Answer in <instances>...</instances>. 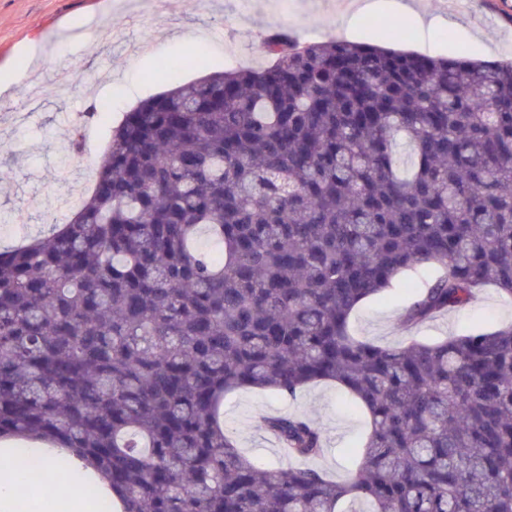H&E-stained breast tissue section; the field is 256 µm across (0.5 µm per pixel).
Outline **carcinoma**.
<instances>
[{
  "mask_svg": "<svg viewBox=\"0 0 512 512\" xmlns=\"http://www.w3.org/2000/svg\"><path fill=\"white\" fill-rule=\"evenodd\" d=\"M259 51L126 113L70 219L0 251V436L67 449L125 512H512V323L349 329L405 274L429 275L407 329L488 285L512 302V61L284 29ZM316 382L369 418L346 479L241 455L225 395ZM257 427L324 452L302 415Z\"/></svg>",
  "mask_w": 512,
  "mask_h": 512,
  "instance_id": "carcinoma-1",
  "label": "carcinoma"
}]
</instances>
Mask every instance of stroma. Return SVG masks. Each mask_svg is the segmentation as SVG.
I'll return each mask as SVG.
<instances>
[{
  "mask_svg": "<svg viewBox=\"0 0 512 512\" xmlns=\"http://www.w3.org/2000/svg\"><path fill=\"white\" fill-rule=\"evenodd\" d=\"M344 0H0V64L23 44H38L49 63L40 85L14 93L0 107V168L10 178L0 183V249H11L46 234L64 196L79 197L87 187L109 136L126 112L171 83L156 75L162 59L179 60L189 49L204 51L212 68L254 66L258 46L278 27L306 41L333 35L358 44L378 45L386 14L352 18ZM423 11L441 16L427 30L409 26L404 50L433 57L474 60L512 58V0H421ZM97 16L82 36L61 38L70 18ZM111 98L112 107L88 123L82 149L73 152L70 125L62 114L83 115L89 106ZM422 279L402 281L395 289L360 306L351 317L353 336L381 345L407 341L401 326L404 307ZM512 321V303L495 287L484 288L466 309L454 311L417 330L422 340L462 335ZM224 428L242 453L258 464L280 466L288 458L257 428L258 417L296 413L320 427L326 451L312 467L335 479L347 476L357 446L367 432L362 412L353 410L336 385L307 387L296 397L254 390L226 395Z\"/></svg>",
  "mask_w": 512,
  "mask_h": 512,
  "instance_id": "stroma-1",
  "label": "stroma"
}]
</instances>
